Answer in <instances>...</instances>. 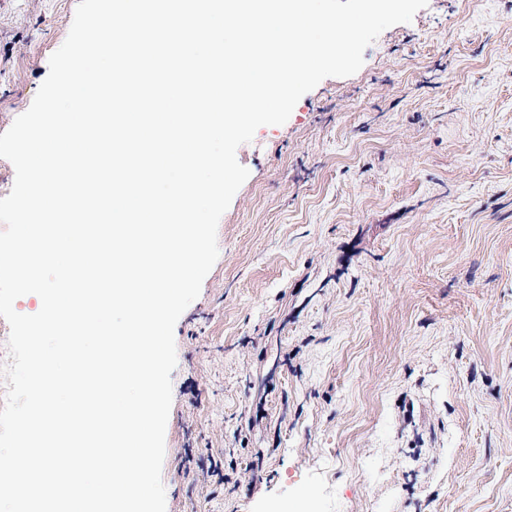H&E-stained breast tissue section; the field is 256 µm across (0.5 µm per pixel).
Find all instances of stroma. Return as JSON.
<instances>
[{
    "label": "stroma",
    "instance_id": "35a3bbf8",
    "mask_svg": "<svg viewBox=\"0 0 512 512\" xmlns=\"http://www.w3.org/2000/svg\"><path fill=\"white\" fill-rule=\"evenodd\" d=\"M78 0H0V133ZM166 512H512V0H428L237 150Z\"/></svg>",
    "mask_w": 512,
    "mask_h": 512
}]
</instances>
